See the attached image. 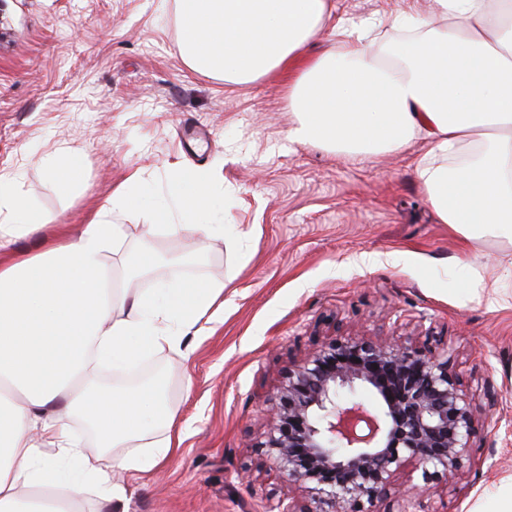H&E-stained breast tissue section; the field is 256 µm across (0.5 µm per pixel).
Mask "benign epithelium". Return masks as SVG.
<instances>
[{"label":"benign epithelium","mask_w":512,"mask_h":512,"mask_svg":"<svg viewBox=\"0 0 512 512\" xmlns=\"http://www.w3.org/2000/svg\"><path fill=\"white\" fill-rule=\"evenodd\" d=\"M482 417L448 352L338 335L289 367L273 397L260 447L307 500L288 496L267 512H375L409 465L422 484L404 490L402 512H432L426 483L452 485L471 467Z\"/></svg>","instance_id":"benign-epithelium-1"}]
</instances>
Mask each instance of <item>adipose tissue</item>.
Instances as JSON below:
<instances>
[{"label":"adipose tissue","instance_id":"obj_1","mask_svg":"<svg viewBox=\"0 0 512 512\" xmlns=\"http://www.w3.org/2000/svg\"><path fill=\"white\" fill-rule=\"evenodd\" d=\"M394 60L369 53L364 31L338 48L306 50L322 29L327 0H176L190 67L246 83L299 66L288 86L290 142L354 156L429 145L415 165L440 223L468 241L512 244V0H433ZM459 159L449 168L448 159ZM138 178L102 207L80 235L34 253L0 258V512H78L91 487L111 512L127 496L113 467L148 472L172 450L175 415L163 392L144 402L86 384L91 363L123 368L138 352L181 354L185 337L216 319L224 283L117 294L106 275L119 242L112 214L130 209ZM208 173L178 174L170 193L192 216L210 210ZM44 217L0 178V250L37 230ZM95 426L99 450L71 429ZM143 442L117 463L102 449Z\"/></svg>","mask_w":512,"mask_h":512}]
</instances>
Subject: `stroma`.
Returning <instances> with one entry per match:
<instances>
[{
    "mask_svg": "<svg viewBox=\"0 0 512 512\" xmlns=\"http://www.w3.org/2000/svg\"><path fill=\"white\" fill-rule=\"evenodd\" d=\"M329 2L315 54L336 46L337 26L377 18L370 50L388 56L405 35L394 17L425 21L431 7ZM293 77L279 69L237 84L192 70L174 0H0V175L47 219L13 251L78 236L136 171L138 209L112 216L115 288L226 285L223 317L186 337L187 357L145 351L133 368L89 375L124 390L163 382L176 414L179 444L156 470L114 475L129 512H262L303 499L259 443L291 363L339 334L448 349L476 405L494 393L502 428H482L471 469L431 483L430 499L435 512H495L488 492L512 475V261L438 221L415 172L425 141L362 159L290 143ZM66 158L83 177L63 196L49 168ZM188 169L215 174L224 204L208 221L223 237L180 232L190 218L168 182Z\"/></svg>",
    "mask_w": 512,
    "mask_h": 512,
    "instance_id": "1",
    "label": "stroma"
}]
</instances>
